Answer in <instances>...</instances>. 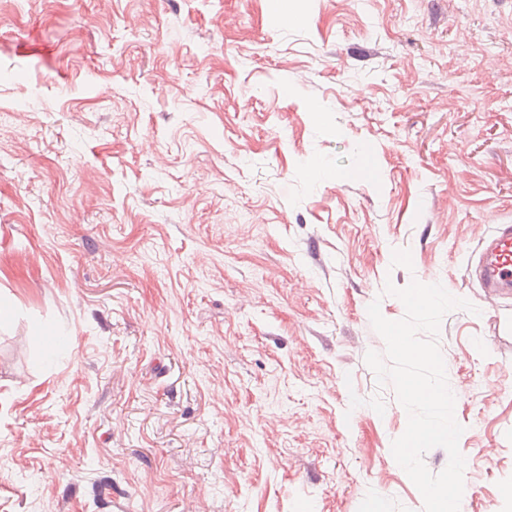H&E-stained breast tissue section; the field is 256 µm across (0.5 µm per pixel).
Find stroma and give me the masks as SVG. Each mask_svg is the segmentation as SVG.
I'll list each match as a JSON object with an SVG mask.
<instances>
[{
	"label": "stroma",
	"mask_w": 512,
	"mask_h": 512,
	"mask_svg": "<svg viewBox=\"0 0 512 512\" xmlns=\"http://www.w3.org/2000/svg\"><path fill=\"white\" fill-rule=\"evenodd\" d=\"M512 0H0V512H423L365 362L437 337L512 512ZM482 259L468 272L476 276L489 294L512 288V226L500 225L482 242Z\"/></svg>",
	"instance_id": "stroma-1"
}]
</instances>
